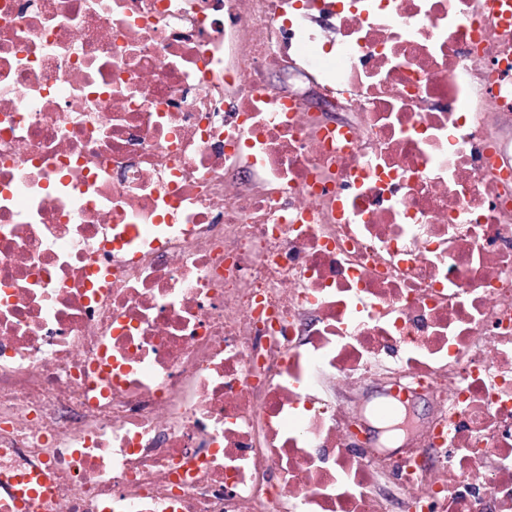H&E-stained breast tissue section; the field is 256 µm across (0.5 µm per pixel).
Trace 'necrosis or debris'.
<instances>
[{
  "instance_id": "necrosis-or-debris-1",
  "label": "necrosis or debris",
  "mask_w": 512,
  "mask_h": 512,
  "mask_svg": "<svg viewBox=\"0 0 512 512\" xmlns=\"http://www.w3.org/2000/svg\"><path fill=\"white\" fill-rule=\"evenodd\" d=\"M486 2L0 0V512H512ZM369 380L415 454L353 447Z\"/></svg>"
}]
</instances>
